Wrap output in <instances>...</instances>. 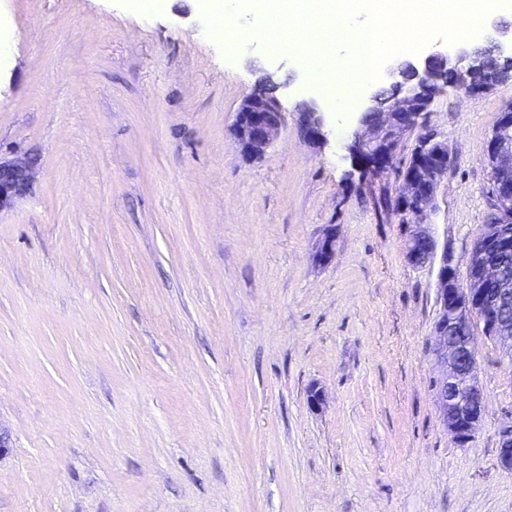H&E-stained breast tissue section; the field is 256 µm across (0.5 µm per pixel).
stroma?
Here are the masks:
<instances>
[{
  "label": "stroma",
  "instance_id": "1",
  "mask_svg": "<svg viewBox=\"0 0 512 512\" xmlns=\"http://www.w3.org/2000/svg\"><path fill=\"white\" fill-rule=\"evenodd\" d=\"M211 3L0 0V157L36 160L0 214V512H512V364L479 343L468 444L439 418L437 267L407 262L388 208L415 133L364 176L367 87L337 107L261 12L228 38ZM269 73L326 144L290 122L241 156L235 112ZM511 104L507 84L430 107L452 159L426 222L461 281ZM296 124L303 136L311 142L326 141V117L314 101H305L299 105ZM498 463L501 468L512 471V416L499 431Z\"/></svg>",
  "mask_w": 512,
  "mask_h": 512
}]
</instances>
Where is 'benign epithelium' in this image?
I'll return each instance as SVG.
<instances>
[{
	"label": "benign epithelium",
	"instance_id": "obj_1",
	"mask_svg": "<svg viewBox=\"0 0 512 512\" xmlns=\"http://www.w3.org/2000/svg\"><path fill=\"white\" fill-rule=\"evenodd\" d=\"M475 41L490 44L497 58L512 57V34L505 35L498 21L492 31L481 30ZM471 49L472 44L466 43L432 52L420 67L410 59L395 61L385 71L392 79L393 96L383 102V90L370 91L354 117L357 128L348 151L364 174H378L390 167L403 137L422 129L412 151L416 168L402 179L393 205L400 223L412 228L405 257L414 266L434 257L435 241L424 218L441 179L448 174L450 161L447 141L426 123L431 104L449 88L478 95L512 81L511 74H500L493 82L475 79L476 72L494 69V60H478ZM448 71L456 76L452 86L445 80ZM296 124L307 140L326 141L325 113L315 102L299 105ZM285 125L279 98L267 87L255 90L235 112L233 131L241 154L247 159L264 156ZM485 158L494 175V219L483 225L472 244L465 282H459L448 265V256H443L437 273L438 311L431 342L435 362L445 369L436 388L437 407L443 425L461 446L475 435L485 409L477 373L478 339L497 347L504 359H512V317L505 312L512 280L500 263L501 253L512 246L511 109L501 112ZM32 165L29 159H0V213L13 208L26 193ZM498 463L512 471V418L499 431Z\"/></svg>",
	"mask_w": 512,
	"mask_h": 512
}]
</instances>
